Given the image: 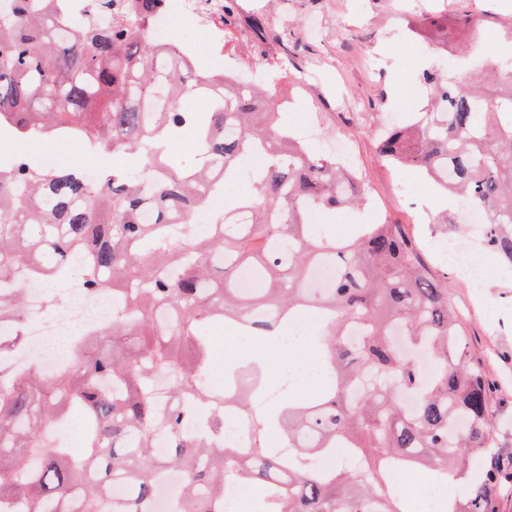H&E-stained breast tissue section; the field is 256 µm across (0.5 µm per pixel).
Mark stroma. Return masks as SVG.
Here are the masks:
<instances>
[{
  "mask_svg": "<svg viewBox=\"0 0 512 512\" xmlns=\"http://www.w3.org/2000/svg\"><path fill=\"white\" fill-rule=\"evenodd\" d=\"M245 17L279 14L287 27H275L274 39L265 43L269 52L287 51L292 78H307L308 93L296 96L288 108V125L296 127L317 119L328 137L346 141L361 176L369 184L377 210L319 216L336 233L351 232V220H382L403 225L406 233L428 247L451 238L473 242L475 229L464 224L454 203L440 196L418 171L397 168L378 151L377 121L404 97L423 106L427 90L419 80L421 70L435 62L401 54L397 43L406 27L429 15L455 21L469 14L483 18V33L494 39L512 27V0H419L400 7L397 0H240ZM355 101L366 118L359 124L352 113L339 111L341 99ZM419 186L415 201H407L399 184ZM444 212L448 221L433 223ZM430 269L448 285V301L461 316L467 355L481 364L490 386L489 416L495 423L492 447L497 462L512 460V269L490 263L489 287L470 288L457 278L448 263L427 259ZM501 313L489 319V304Z\"/></svg>",
  "mask_w": 512,
  "mask_h": 512,
  "instance_id": "1",
  "label": "stroma"
}]
</instances>
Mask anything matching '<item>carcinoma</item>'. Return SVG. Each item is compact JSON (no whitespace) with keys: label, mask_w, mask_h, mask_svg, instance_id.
I'll return each mask as SVG.
<instances>
[{"label":"carcinoma","mask_w":512,"mask_h":512,"mask_svg":"<svg viewBox=\"0 0 512 512\" xmlns=\"http://www.w3.org/2000/svg\"><path fill=\"white\" fill-rule=\"evenodd\" d=\"M164 0H99L112 26L72 25L74 0H0V134L63 137L132 155L95 182L71 169L47 170L24 160L0 162V361L22 350L27 293L21 274L67 283L80 272L88 294L118 302L109 324L82 329L73 358L44 373L29 356L0 367V505L11 512H141L154 501L157 477L181 479L178 512H224V490L258 491L255 512H409L390 486L391 469L427 480L467 475L446 512H498L505 481L486 464L492 424L488 384L465 354L448 290L430 272L420 246L400 224H357L351 239L318 233L313 211L367 201L336 158L300 143L274 106L270 85L240 92L224 73L150 36ZM423 31L457 60L421 73L430 107L386 127L382 156L424 172L443 194L466 199L486 216L483 241L512 264V56L494 62L480 51L481 18L460 23L467 46L430 16ZM487 69L480 89L457 70ZM196 93L208 103L197 129L201 159L239 160L265 148L254 192L203 234L188 226L204 207L211 176L203 166H173L169 146L190 117L177 101ZM144 166L152 197L136 179ZM152 204L153 223L143 219ZM246 207L248 224L231 223ZM224 254L225 277L211 279L206 256ZM339 262L325 294L308 288L318 261ZM266 282L252 297L237 288L239 270ZM321 318L318 352L326 381L312 399L280 402L288 452L267 447L263 412L249 397L210 384L211 329L218 318L248 322L254 336L273 325L249 322L254 307L284 319L300 307ZM359 330L358 341L348 339ZM416 352L432 365L422 372ZM416 402L406 408L403 396ZM85 425L83 453L72 456L57 434L70 417ZM248 423L247 453L222 439L230 417ZM166 443L155 455L153 443ZM353 449L360 466L313 469L307 456L336 458ZM373 449L367 454L365 449ZM125 485L123 497L106 488Z\"/></svg>","instance_id":"carcinoma-1"}]
</instances>
